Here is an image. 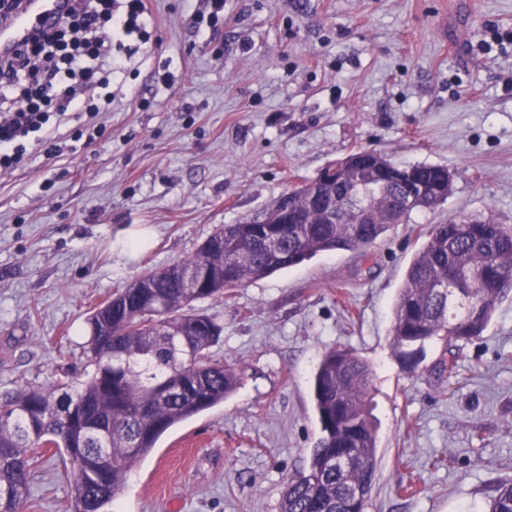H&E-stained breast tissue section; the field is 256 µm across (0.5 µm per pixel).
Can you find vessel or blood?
<instances>
[{"mask_svg": "<svg viewBox=\"0 0 512 512\" xmlns=\"http://www.w3.org/2000/svg\"><path fill=\"white\" fill-rule=\"evenodd\" d=\"M65 10V0H21L17 8L0 20V54H12L36 32L58 21Z\"/></svg>", "mask_w": 512, "mask_h": 512, "instance_id": "vessel-or-blood-1", "label": "vessel or blood"}]
</instances>
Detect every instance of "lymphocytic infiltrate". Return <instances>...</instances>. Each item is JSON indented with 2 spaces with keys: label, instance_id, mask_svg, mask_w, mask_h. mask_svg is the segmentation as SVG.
<instances>
[{
  "label": "lymphocytic infiltrate",
  "instance_id": "f902f5d3",
  "mask_svg": "<svg viewBox=\"0 0 512 512\" xmlns=\"http://www.w3.org/2000/svg\"><path fill=\"white\" fill-rule=\"evenodd\" d=\"M69 27L42 30L11 56L0 57V170L22 166L34 152L55 150L69 109L81 110L74 138L100 132L101 106L90 90L108 88L125 69L130 40L147 41L145 0H67Z\"/></svg>",
  "mask_w": 512,
  "mask_h": 512
}]
</instances>
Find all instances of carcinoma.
I'll list each match as a JSON object with an SVG mask.
<instances>
[{
    "mask_svg": "<svg viewBox=\"0 0 512 512\" xmlns=\"http://www.w3.org/2000/svg\"><path fill=\"white\" fill-rule=\"evenodd\" d=\"M425 184L448 181V169L415 164ZM295 224H226L206 242L224 241V274L206 288H184L175 279L156 282L172 269L208 262L206 246L179 262L136 278L140 287L118 288L87 317V362L79 378L55 379L0 394V512H24L31 468L28 449L64 452L78 474L71 512H112V502L132 467L169 429L224 402L238 373L215 357L224 326L195 309L205 300L229 299L242 284L297 265L319 253L349 250L367 256L373 245L413 210L386 208L377 182L336 184L340 213L322 223L324 201L292 187ZM359 197L368 223H354L349 203ZM409 264L394 305L393 345L409 368L426 345L443 343L450 357L437 366L455 374L459 343L480 336L496 303L512 293V227L486 218L471 224H430ZM453 284L463 294L441 291ZM368 364L352 349L331 348L313 375V397L322 437L306 471L288 481L280 512H362L355 488H372L377 433L370 412ZM348 468L336 466V455ZM487 512H512V481L497 485Z\"/></svg>",
    "mask_w": 512,
    "mask_h": 512,
    "instance_id": "carcinoma-1",
    "label": "carcinoma"
}]
</instances>
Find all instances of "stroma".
Masks as SVG:
<instances>
[{"label": "stroma", "instance_id": "obj_1", "mask_svg": "<svg viewBox=\"0 0 512 512\" xmlns=\"http://www.w3.org/2000/svg\"><path fill=\"white\" fill-rule=\"evenodd\" d=\"M151 39L112 78L103 129L0 172V393L86 362L115 289L193 255L358 148L448 169L453 188L371 249L317 254L203 302L240 383L164 434L117 512H279L320 437L312 373L347 347L371 369L377 466L365 512H484L512 480V296L460 350L406 368L393 309L420 227L512 225V0H147ZM171 80L154 83L153 69ZM25 512H68L72 469L30 451Z\"/></svg>", "mask_w": 512, "mask_h": 512}]
</instances>
